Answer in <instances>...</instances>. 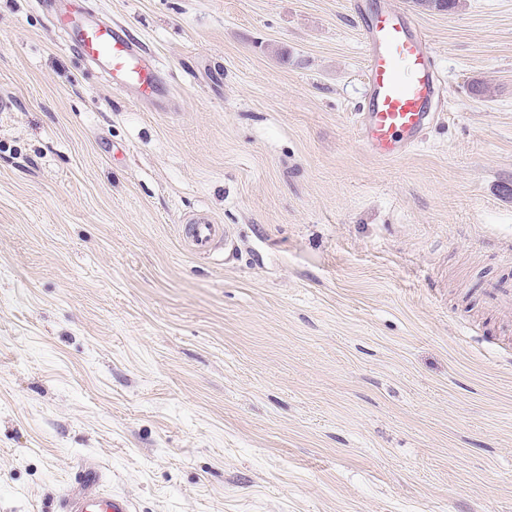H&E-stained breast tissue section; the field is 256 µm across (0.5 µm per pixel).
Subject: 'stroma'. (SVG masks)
Returning <instances> with one entry per match:
<instances>
[{
	"mask_svg": "<svg viewBox=\"0 0 512 512\" xmlns=\"http://www.w3.org/2000/svg\"><path fill=\"white\" fill-rule=\"evenodd\" d=\"M399 2L443 94L379 160L350 0H85L149 99L0 0V512H512V0ZM181 235L189 242L196 254L205 255L212 250L213 245L227 236L223 224L208 216H200L189 220L180 227ZM101 474L96 467L82 472L77 486L61 497L60 512H133L131 500L120 494L102 492Z\"/></svg>",
	"mask_w": 512,
	"mask_h": 512,
	"instance_id": "obj_1",
	"label": "stroma"
}]
</instances>
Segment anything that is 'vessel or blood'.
<instances>
[{"label":"vessel or blood","mask_w":512,"mask_h":512,"mask_svg":"<svg viewBox=\"0 0 512 512\" xmlns=\"http://www.w3.org/2000/svg\"><path fill=\"white\" fill-rule=\"evenodd\" d=\"M366 45L367 97L359 117L360 143L374 157L397 159L416 147L440 100L434 50L416 20L402 8L380 0H353ZM67 43L98 64L109 78L137 85L142 94L155 90L149 54L133 43L124 26L86 18L81 0H66L52 16ZM181 235L196 254L204 255L223 239V225L207 216L189 220ZM97 468L83 471L77 486L61 497L60 512H134L131 500L102 492Z\"/></svg>","instance_id":"b4317fda"}]
</instances>
